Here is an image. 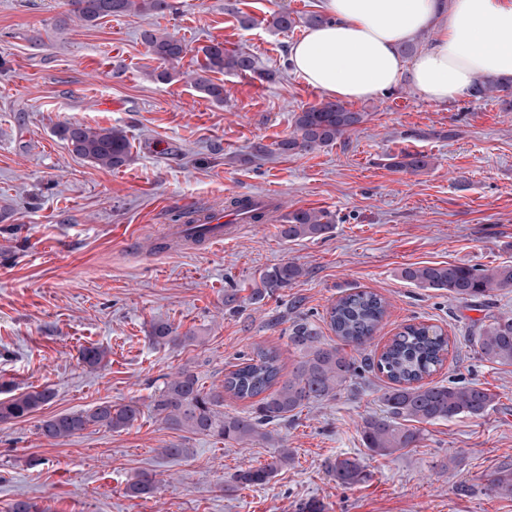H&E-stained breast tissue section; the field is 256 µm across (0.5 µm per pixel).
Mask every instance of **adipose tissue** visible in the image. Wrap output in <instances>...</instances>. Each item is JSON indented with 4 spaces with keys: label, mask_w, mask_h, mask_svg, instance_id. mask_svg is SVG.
I'll return each mask as SVG.
<instances>
[{
    "label": "adipose tissue",
    "mask_w": 512,
    "mask_h": 512,
    "mask_svg": "<svg viewBox=\"0 0 512 512\" xmlns=\"http://www.w3.org/2000/svg\"><path fill=\"white\" fill-rule=\"evenodd\" d=\"M328 23L288 50L295 74L331 98H375L409 77L445 104L481 79H512V0H322ZM434 29L413 56L404 45Z\"/></svg>",
    "instance_id": "obj_1"
}]
</instances>
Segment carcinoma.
<instances>
[{
  "label": "carcinoma",
  "mask_w": 512,
  "mask_h": 512,
  "mask_svg": "<svg viewBox=\"0 0 512 512\" xmlns=\"http://www.w3.org/2000/svg\"><path fill=\"white\" fill-rule=\"evenodd\" d=\"M71 12L86 23H95L109 16L130 13L163 15L172 9L170 0H70ZM329 17L312 12L298 20L288 12L272 15L270 25L288 31L301 22L317 26ZM141 40L155 58L162 62L181 59L188 51L179 39L160 34L155 29L143 30ZM203 61L194 72L195 87L213 101H224V86L210 74L224 70L248 73L256 70L255 57L242 50H228L216 42L200 49ZM470 96L477 101L495 100L512 109V81L484 80L478 82ZM368 113L347 109L341 102L327 100L295 115V131L277 143V152L284 156L301 151H314L336 142L366 121ZM57 134L67 142L71 152L105 169H118L130 159V142L118 128L93 129L80 122L66 121L57 126ZM392 165L411 173L430 165L421 153H404ZM328 214L316 210H293L279 226L280 237L287 242L319 237L331 230ZM303 273L294 262L266 269L261 275V298L291 285ZM405 281L419 287L445 290L459 301L487 297L497 290L512 288V265L477 268L461 264L409 265L400 271ZM386 313V302L371 291H354L341 297L328 312L329 326L338 338L332 344L321 329L305 316H298L288 328V346L298 356L287 379H280L278 354L270 349L256 348L245 362L224 377V385L204 389L192 369L184 367L163 383L151 404L152 411L173 430L215 436L227 443L245 444L256 440H273L266 427L286 423L302 407L336 398L349 380L357 375L356 360L345 347L360 348L373 338ZM170 324L152 325L150 340L165 344L176 340ZM477 356L487 362L512 365V316L488 317L478 335L471 338ZM448 352V339L441 328L424 323L402 327L384 347L372 370L388 380L380 396L382 414L363 418L360 426L364 446L379 456H391L413 448L420 440L419 430L408 423H433L452 420L461 415L471 418L486 416L495 406V397L474 382H428L426 378L443 366ZM106 353L99 347L80 352L82 363L91 370L101 366ZM243 400L259 398L247 415H230L221 411L224 394ZM53 391L44 386L0 400V422L18 419L36 412L49 403ZM140 415L136 405H114L104 402L91 409L59 414L40 422V434L50 439L69 438L89 426L110 430L125 429ZM290 451L279 448L272 461L258 468L238 471L233 481L241 486L267 483L282 467L288 465ZM328 474L336 482L351 486L366 478L358 459L343 457L325 463ZM156 480L142 474L129 486L137 497L155 491Z\"/></svg>",
  "instance_id": "carcinoma-1"
}]
</instances>
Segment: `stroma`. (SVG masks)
Wrapping results in <instances>:
<instances>
[{
    "label": "stroma",
    "mask_w": 512,
    "mask_h": 512,
    "mask_svg": "<svg viewBox=\"0 0 512 512\" xmlns=\"http://www.w3.org/2000/svg\"><path fill=\"white\" fill-rule=\"evenodd\" d=\"M171 13L79 20L67 0H0V399L43 386L55 396L32 415L0 423V512L17 499L39 512H512V496L490 494V476L512 474V366L473 352L470 338L490 314L512 315V289L461 302L404 281L401 268L512 264V111L463 96L440 105L401 80L379 97L349 102L367 112L332 145L283 156L277 142L298 112L323 94L290 68L286 51L305 25L279 32L271 14L302 16L319 0H172ZM181 39L187 54L160 63L146 28ZM224 42L252 54L257 72L214 74L217 103L192 83L198 50ZM263 70L274 80L260 79ZM167 79H160V72ZM123 129L127 166L76 157L59 123ZM260 142L269 152L253 157ZM421 153L412 174L392 156ZM271 192L278 216L328 212L323 236L287 242L276 223L241 224L218 245L174 242L186 208ZM293 262L303 276L261 302L251 295L267 267ZM369 290L387 302L374 339L354 357L359 374L337 398L304 406L275 441L227 444L168 428L149 409L163 382L191 367L219 386L256 347L297 359L288 327L308 316L328 342L326 312L341 296ZM237 296L235 306L225 294ZM182 339L153 345L155 322ZM440 327L448 354L433 381L477 382L496 404L481 419L423 425L416 447L391 456L365 448L364 417L381 413L387 379L367 368L404 325ZM105 349L88 370L83 347ZM103 402L138 404L128 428L91 427L64 440L43 437L53 415ZM188 448L168 458L164 448ZM292 458L266 484L234 485L279 447ZM359 458L367 479L338 484L324 464ZM158 480L133 497L139 474Z\"/></svg>",
    "instance_id": "1"
}]
</instances>
